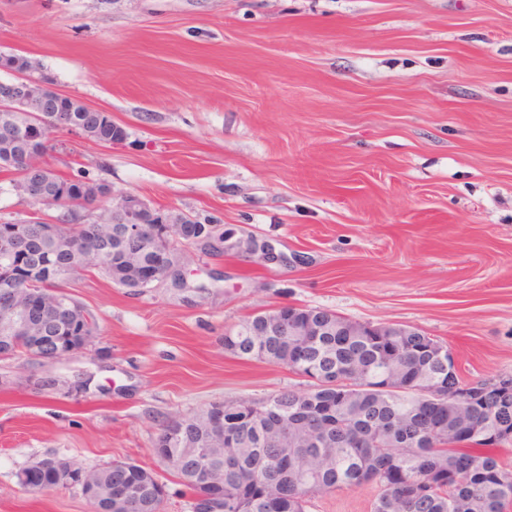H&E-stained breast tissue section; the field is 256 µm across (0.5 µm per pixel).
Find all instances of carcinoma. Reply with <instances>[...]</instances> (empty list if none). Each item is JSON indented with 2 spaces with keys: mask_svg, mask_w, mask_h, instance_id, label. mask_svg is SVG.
<instances>
[{
  "mask_svg": "<svg viewBox=\"0 0 512 512\" xmlns=\"http://www.w3.org/2000/svg\"><path fill=\"white\" fill-rule=\"evenodd\" d=\"M82 122L96 131L100 141L114 137L112 119L99 112H60L51 131L67 129ZM30 143L14 138L0 147V171L9 185L26 179L39 186L42 195L63 198L70 214L82 219L94 210L101 214L95 199L82 194L73 181L54 176L45 181L38 173L21 165ZM16 230L34 270L49 248L40 225L26 224L18 215L0 216V227ZM118 224H86L82 228L86 246L98 249L101 240L111 239L99 272L122 286L128 268L122 262L129 248L118 234ZM71 277L67 255L58 254V268L50 283L56 289ZM321 327L318 336H264L257 316L252 315L238 329L224 333V349L245 358L254 345L260 352L252 358L284 366L299 375L320 382L336 375L352 381L357 389L336 399L333 420L326 424L308 415L304 424L291 422V405L304 395L293 389L268 397L273 406L290 419L288 438L268 434L265 421L256 419L240 432L239 445L226 448L216 441L211 446L210 464L224 473V509L227 512H305L308 496L344 486L372 483L378 495L372 512H506L512 504V468L501 452L512 446V436L501 438L494 432L512 430V405L496 412V400L488 406L463 411L454 401L440 410L438 435L425 422L417 395L407 388L411 382L431 383L441 378L443 367L424 352L419 336H363V324L320 308H311ZM390 344L404 350L401 360L386 361L380 350ZM207 412L193 415L187 437H173L166 450L175 453L185 439L207 434ZM459 436L448 445V433ZM472 465L469 480L458 485L453 479L457 464ZM195 463L188 461L177 472L190 499L201 500L206 485L195 475ZM88 486L110 487L112 491L138 493L139 473L133 468L106 462L87 470ZM423 482L428 493L413 499L407 484Z\"/></svg>",
  "mask_w": 512,
  "mask_h": 512,
  "instance_id": "1",
  "label": "carcinoma"
}]
</instances>
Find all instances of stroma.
Listing matches in <instances>:
<instances>
[{
	"mask_svg": "<svg viewBox=\"0 0 512 512\" xmlns=\"http://www.w3.org/2000/svg\"><path fill=\"white\" fill-rule=\"evenodd\" d=\"M0 52L125 133L57 131V173L281 256L187 255L186 290L65 281L98 337L62 361L0 358V512H89L78 489L18 485L51 454L134 462L164 485L162 512H190L153 453L160 426L304 388L224 350L283 305L414 326L465 379L512 375V0H0ZM377 493H318L306 512H371Z\"/></svg>",
	"mask_w": 512,
	"mask_h": 512,
	"instance_id": "35a3bbf8",
	"label": "stroma"
}]
</instances>
